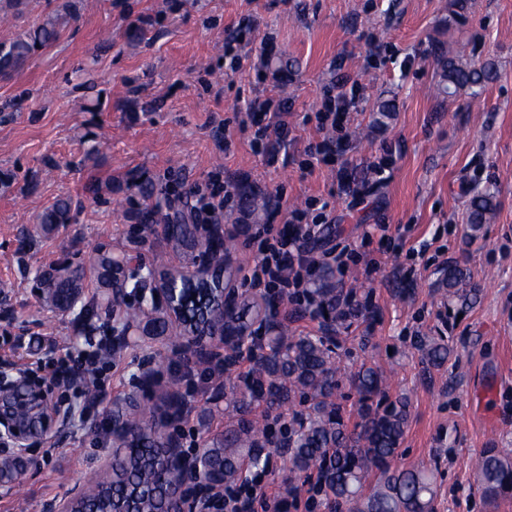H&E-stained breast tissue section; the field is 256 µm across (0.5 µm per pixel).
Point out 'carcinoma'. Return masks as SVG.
Wrapping results in <instances>:
<instances>
[{"mask_svg": "<svg viewBox=\"0 0 512 512\" xmlns=\"http://www.w3.org/2000/svg\"><path fill=\"white\" fill-rule=\"evenodd\" d=\"M57 35V21L48 18L36 29L0 43V75L19 69L36 46L53 42ZM494 72L493 62L476 68L448 58L442 66L443 89L451 96L466 89L477 95ZM494 209V196L489 191L473 194L468 221L474 231L488 223ZM71 218L72 202L62 198L45 209L40 224L51 229L70 223ZM174 239L193 262L207 254V247L200 245L195 224L177 223ZM122 262L105 253L97 258L103 287L112 288V267H120ZM83 277L82 265L67 264L39 275V288L49 306L63 312L72 307L71 300L80 292ZM465 280L462 269L448 268V296L468 305L476 293L464 287ZM219 283L217 275L211 290L195 287L198 298L186 308L179 331L169 332L165 318L155 321V334L165 337L172 350H178L187 329L203 330L216 321L211 296ZM311 294L319 313L328 315V321L336 326L351 325L366 316V305L356 288L349 289L348 307H336L343 290L335 287L334 273L328 267L318 269ZM425 348L432 366L443 364L451 353L448 345L436 341L425 342ZM257 349L254 368L238 377L224 408L236 424L224 435L205 440L198 451L203 477L216 484L231 483L241 478L246 465L268 468V417L276 411L280 417L289 415L288 479L293 494L307 486L322 492L333 504L334 512H431L435 493L432 465L391 467L405 433L408 412L404 399L380 408L388 389L382 370L362 365L343 371L339 366L340 345L330 344L326 334L295 336L277 323L262 337ZM344 379L358 396V421L351 427L345 422L340 404L335 402ZM298 397L310 402L309 411L294 410ZM117 415L128 428L129 440L113 454L109 475L90 476L89 494L71 503L72 512H164L173 477L164 467L162 433L143 411H119ZM477 470L479 489L485 497L512 494L511 452L484 449Z\"/></svg>", "mask_w": 512, "mask_h": 512, "instance_id": "cac0c4a2", "label": "carcinoma"}]
</instances>
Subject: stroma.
<instances>
[{"mask_svg": "<svg viewBox=\"0 0 512 512\" xmlns=\"http://www.w3.org/2000/svg\"><path fill=\"white\" fill-rule=\"evenodd\" d=\"M20 0L0 8V42L48 18L59 37L35 49L24 65L0 76V374L14 377L30 359L19 343L34 336L57 354L77 340L84 317L111 325L94 309L99 288L86 272L82 308H49L37 272L64 261L89 262L101 252L151 265L185 264L182 249L162 231L137 230L139 213L161 201L171 184L185 189L209 174L244 178L248 189L279 190L284 203L329 200L335 224L328 245L350 246L378 262L373 279L354 270L344 288L371 295L373 311L339 328L343 366L369 364L390 379V399L406 398L409 418L395 466L436 462L433 512H512V496L488 499L477 489L475 464L483 449L512 450V0ZM257 25L242 49V66L226 73L224 39L244 17ZM379 58L369 59L370 44ZM271 48L276 83L254 64ZM476 64L494 60L497 73L477 96L440 90L441 54ZM357 82L346 158L356 176L392 149L387 184L354 204L336 193V166L302 175L291 159L318 142L313 117L332 83ZM257 97L287 99L293 140L267 166L241 131L247 104ZM226 124L229 151L217 146ZM154 192L143 197L140 185ZM490 190L495 212L479 234L467 224L468 189ZM74 204L70 224L42 230L39 217L56 199ZM236 215L223 223L234 241L230 281L237 312L254 335L267 322L246 306L242 284L253 264L249 234ZM385 224L390 250L365 242L368 226ZM464 270L477 300L461 306L448 296V266ZM451 348L445 364L430 366L421 339ZM252 367L236 358L218 378L197 363L182 380L183 359L159 336L133 335L112 359V380L95 411L111 424L116 411L140 403L168 420L171 393L190 409L178 416L183 446L201 448L231 424L225 396ZM24 455L25 499L0 482V512H55L90 473L112 456L111 435L55 421L30 440Z\"/></svg>", "mask_w": 512, "mask_h": 512, "instance_id": "35a3bbf8", "label": "stroma"}]
</instances>
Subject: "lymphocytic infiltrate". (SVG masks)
<instances>
[{
  "mask_svg": "<svg viewBox=\"0 0 512 512\" xmlns=\"http://www.w3.org/2000/svg\"><path fill=\"white\" fill-rule=\"evenodd\" d=\"M358 86L338 88L327 94L323 111L317 112L320 142L307 148L306 158L300 165L302 174H311L316 165L334 164L347 150L346 138L340 137L341 124L349 112L356 109ZM243 127L252 129L251 147L265 155L268 163H275L274 144L287 140L292 133L288 121V103L285 100L255 98L247 106ZM391 157L369 162L370 179L357 180L347 166L336 173L341 195L364 201L371 196L376 185L384 183L385 173L391 168ZM236 186L232 181L211 178L206 187L196 188V203L191 221L195 224H220L234 208ZM331 212L327 200H310L305 207L286 210L284 227L262 225L251 236L255 260L243 275V282L251 288L263 289L265 295L277 297L291 306L311 307L310 276L317 260L309 247L325 224ZM110 343L100 337L93 348L73 346L58 358L46 389V404L54 414L77 422H96L88 398L91 393H104V379L112 368ZM269 496L267 470L251 473L250 477L226 486L225 502L237 505V512H251L256 501Z\"/></svg>",
  "mask_w": 512,
  "mask_h": 512,
  "instance_id": "lymphocytic-infiltrate-1",
  "label": "lymphocytic infiltrate"
}]
</instances>
